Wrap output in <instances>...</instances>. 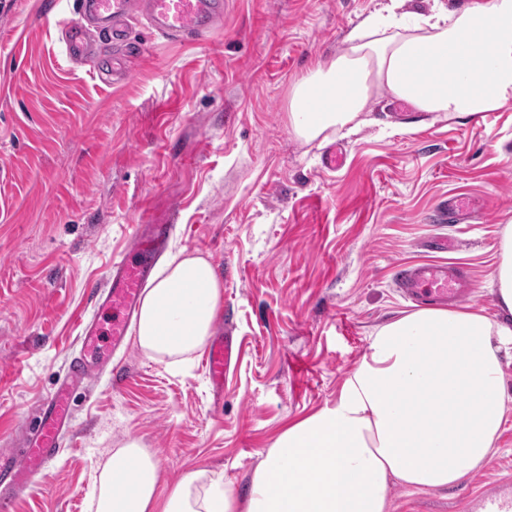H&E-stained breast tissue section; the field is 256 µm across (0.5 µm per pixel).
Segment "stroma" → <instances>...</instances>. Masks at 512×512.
Masks as SVG:
<instances>
[{
  "mask_svg": "<svg viewBox=\"0 0 512 512\" xmlns=\"http://www.w3.org/2000/svg\"><path fill=\"white\" fill-rule=\"evenodd\" d=\"M80 0H0V452L26 445L77 352L76 314L135 224H167L166 253L210 255L224 281L220 326L239 354L215 390L202 359L175 370L130 348L77 401L72 446L44 465L14 512H88L99 461L130 439L164 486L197 469L247 487L288 424L333 404L375 326L413 311L396 267L461 266L467 302L496 314L500 232L512 224V102L445 119L382 97L369 125L304 144L288 125L293 80L327 61L382 0H224L201 40L94 34L111 82L70 62L57 21ZM345 153L330 172L321 160ZM475 215L434 224L448 196ZM437 237L454 249L429 250ZM512 476V402L497 452L457 486L391 491L390 512H474Z\"/></svg>",
  "mask_w": 512,
  "mask_h": 512,
  "instance_id": "35a3bbf8",
  "label": "stroma"
}]
</instances>
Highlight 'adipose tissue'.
<instances>
[{
    "mask_svg": "<svg viewBox=\"0 0 512 512\" xmlns=\"http://www.w3.org/2000/svg\"><path fill=\"white\" fill-rule=\"evenodd\" d=\"M384 0L336 55L293 81L288 124L308 144L357 133L381 94L413 111L461 119L512 101V0H470L404 11ZM500 317L423 308L375 327L334 404L306 415L265 449L239 494L223 472L198 469L161 491L158 466L137 441L98 464L91 512H390L393 486L443 489L496 451L512 352V224L493 272ZM224 284L209 256L179 250L143 292L135 345L177 367L201 353L220 318Z\"/></svg>",
    "mask_w": 512,
    "mask_h": 512,
    "instance_id": "obj_1",
    "label": "adipose tissue"
}]
</instances>
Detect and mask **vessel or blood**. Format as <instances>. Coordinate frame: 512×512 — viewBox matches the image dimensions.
<instances>
[{
	"label": "vessel or blood",
	"mask_w": 512,
	"mask_h": 512,
	"mask_svg": "<svg viewBox=\"0 0 512 512\" xmlns=\"http://www.w3.org/2000/svg\"><path fill=\"white\" fill-rule=\"evenodd\" d=\"M82 14L93 20L109 36L119 37L130 21L143 19L150 30L170 40L206 37L224 19V0H80ZM61 26L68 56L76 62L90 58L91 48L82 28L71 20ZM472 205L467 197L449 200L438 219L459 224L471 219ZM166 232L162 224L134 227L129 254L115 257L106 286L96 288L100 307L110 311L109 329L96 320L77 316L82 329L80 354L70 365L63 381L41 406L36 422L29 427L27 447L0 453V512H13V495L29 490L42 466L66 446L72 430L71 399L115 355L129 349L128 333L138 319L142 288L151 272L152 259ZM397 281L405 296L426 305L458 301L470 294L472 283L465 271L448 263H424L399 268ZM235 355L232 337L216 334L204 358L214 388H222ZM478 512H512V483L501 481L485 490L475 502Z\"/></svg>",
	"instance_id": "obj_1"
}]
</instances>
